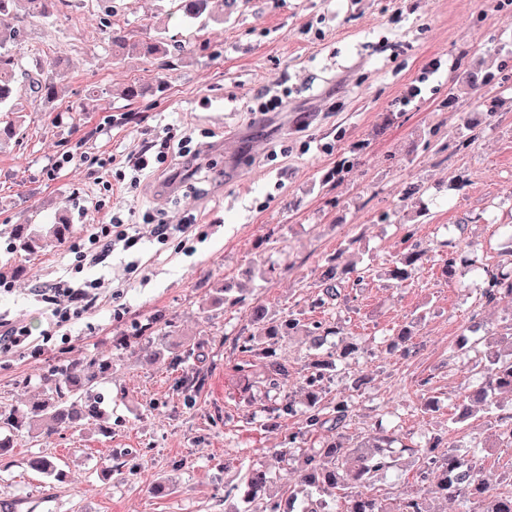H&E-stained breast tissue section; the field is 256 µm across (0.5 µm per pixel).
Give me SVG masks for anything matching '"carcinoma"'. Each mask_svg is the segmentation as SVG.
<instances>
[{
    "label": "carcinoma",
    "mask_w": 512,
    "mask_h": 512,
    "mask_svg": "<svg viewBox=\"0 0 512 512\" xmlns=\"http://www.w3.org/2000/svg\"><path fill=\"white\" fill-rule=\"evenodd\" d=\"M240 2L242 0H174L183 21L190 25L198 23L202 27L210 21L224 22V16L236 11ZM55 3L56 0H0V112H15L14 101L21 90L22 78L39 99L48 102L55 97L57 80L63 77L57 63L50 62L33 74L14 52V45L21 37L17 21L49 18L54 14ZM112 13L111 9L105 11L103 25L109 29L114 55L135 53L145 61L153 62L160 56L180 52L178 47L170 46L162 37L148 41L131 39L124 31L112 28ZM487 82V76L479 71H468L460 80V84L474 94ZM25 231L24 226L18 228L19 248L31 251L42 239L52 245L64 242L72 233V225L53 224L42 239L27 235ZM355 243L356 240H350L347 247L321 267L318 276L320 296L316 300L318 307L335 306L343 301L345 283L354 273V264L347 259L346 253ZM428 253L429 249L416 244L399 254L385 272L391 287L400 288L414 281ZM447 273L450 276H470L471 284L479 288L480 300L486 306L496 303L502 295L512 298V266L491 269L473 258L466 261L463 270L458 272L455 260L450 258ZM483 283H489L491 287L483 288ZM249 320L253 332L237 338V347L243 358L236 368L247 372L254 367L251 357L256 354L262 356L266 397L273 402L267 411L266 427H277V420L284 414L299 413L303 430L289 435L288 444L268 449L265 463L247 468L243 484L237 487L240 498L249 505L246 512H336L338 500L341 501V512H434L429 497L407 492L394 506L363 491L378 474L398 467L405 452L420 465L426 460L432 461L430 497L454 502L458 506L457 512H512V494L493 495L480 478L479 461L483 448L479 446H472L464 452L455 448L441 452L442 439L434 436L422 445L404 444L396 451L393 443L398 438L383 426L367 444L353 446L347 442L344 433L354 416L352 400L345 396L323 400L322 382L339 363L357 355L359 347L353 342L336 343L326 355L313 357L310 371L304 378V410L297 411L294 401L284 390L288 381V365L279 361L266 347L267 340L304 332L311 337L313 348L318 351L326 344L327 338L338 334V331L321 322L309 325L301 319L299 312L289 314L287 320L280 322L270 316L262 305L250 309ZM416 339L414 326L410 325L390 338V346L399 356L407 357L415 348ZM471 353L482 357L483 375L476 387L462 395L453 417L455 422L466 421L480 413L492 414L500 409L502 401H512V335L490 333L469 347L462 346L456 358L467 365L471 361ZM94 379L95 376L79 364L60 367L41 403L28 410L16 407L0 409V431L25 429L31 434L48 437L81 420L99 418V406L87 391ZM296 460L301 461L297 468V485L303 496L290 492L286 497L269 493L266 498H259L261 491L271 487L273 470L285 462ZM29 467L47 477L56 476V462L44 456L29 460Z\"/></svg>",
    "instance_id": "1"
}]
</instances>
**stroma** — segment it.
I'll return each instance as SVG.
<instances>
[{"mask_svg":"<svg viewBox=\"0 0 512 512\" xmlns=\"http://www.w3.org/2000/svg\"><path fill=\"white\" fill-rule=\"evenodd\" d=\"M501 0H251L224 23L197 29L171 0H114L115 28L133 38L162 36L184 46L167 67L135 56L115 58L102 27L101 0H70L47 20L20 22L18 49L27 67L59 61L57 98L17 99L19 133L0 142V271L24 267L0 313L46 327L30 293L36 274L69 271L68 245L33 254L13 248L12 227L41 233L66 213L75 235L104 212L94 201L133 208L142 239L134 255L115 254L85 268L101 284L95 309L71 324L70 342L52 338L36 353H0V407L40 399L59 365L112 360L111 381L95 385L107 427L86 422L48 437L15 434L0 457V512H232L248 465L297 431L300 416L266 428L262 367L241 373L236 339L252 330L247 313L265 305L281 318L337 324L361 346L357 359L324 382L326 397L351 393L352 377L368 376L366 399L347 429L367 441L379 427L401 440L441 436L444 446L486 447L482 476L504 491L512 454L501 452L495 419L461 423L451 416L459 393L477 380L453 356L467 326L512 327V298L482 305L462 278L448 279V256L505 262L500 227L512 225V12ZM438 58L437 74L424 71ZM477 69L490 80L478 99L449 89ZM130 82L148 86L135 102ZM420 87L410 96L411 87ZM287 92L291 113H257L262 92ZM188 126L203 151L209 183L198 191L163 178L127 194L118 179L126 155L165 125ZM85 141L92 159L52 173L55 159ZM357 156L349 171L345 158ZM109 176L104 190L97 180ZM168 224L195 218L205 240L162 245L144 215ZM466 222L467 247L445 246L449 225ZM432 245L419 278L395 289L383 275L402 239ZM363 275L347 300L312 308L320 266L347 244ZM142 279L129 280L130 259ZM230 300H219L220 287ZM149 339L126 344L144 324ZM414 324L407 358L389 353L382 334ZM196 347L194 356L178 341ZM274 349L288 364L286 390L304 398L312 358L305 336L282 337ZM437 411L422 413L420 397ZM61 460L59 481L30 471L27 460ZM172 480L165 496L157 480Z\"/></svg>","mask_w":512,"mask_h":512,"instance_id":"stroma-1","label":"stroma"}]
</instances>
